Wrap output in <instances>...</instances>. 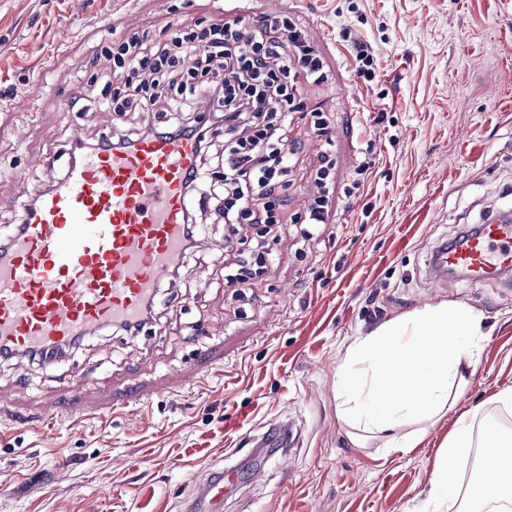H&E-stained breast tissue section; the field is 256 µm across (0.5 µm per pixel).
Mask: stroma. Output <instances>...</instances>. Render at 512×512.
Wrapping results in <instances>:
<instances>
[{
  "label": "stroma",
  "mask_w": 512,
  "mask_h": 512,
  "mask_svg": "<svg viewBox=\"0 0 512 512\" xmlns=\"http://www.w3.org/2000/svg\"><path fill=\"white\" fill-rule=\"evenodd\" d=\"M0 0V239L15 212L67 166L70 135L118 139L166 112L120 114L90 92L102 27L131 11L136 30L289 16L330 74L303 87L328 112L335 159L328 222L316 240L295 220L316 190L322 144L305 127L289 224L255 287L224 285V222L199 214L200 242L160 290L137 334L108 328L57 366L0 362V512H184L216 471L240 479L224 512H413L430 490L438 452L460 412L512 420L495 394L512 388V285L460 278L435 286L433 248L483 210L512 206V0ZM376 48L379 79H357L345 29ZM46 79L31 104L22 90ZM392 124L378 123V111ZM375 166L361 198L345 189L362 148ZM448 303L483 313L478 372L454 409L426 423L418 448L354 445L336 413V373L351 345L391 320ZM141 404L97 408L134 382ZM57 415L56 442L38 422ZM295 439L261 441L278 426Z\"/></svg>",
  "instance_id": "35a3bbf8"
}]
</instances>
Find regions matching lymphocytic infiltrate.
<instances>
[{
  "label": "lymphocytic infiltrate",
  "instance_id": "1",
  "mask_svg": "<svg viewBox=\"0 0 512 512\" xmlns=\"http://www.w3.org/2000/svg\"><path fill=\"white\" fill-rule=\"evenodd\" d=\"M111 71L101 73V103L115 112H142L167 99L172 111L207 101L209 119L175 121L166 132L193 137L207 154L213 127H224L223 174L213 188L194 171L188 195L199 207L216 203L229 226L248 224L259 233L286 223L292 161L302 142L293 138V115L305 113L314 134L325 140L315 172L317 190L305 210L303 238L313 239L325 223L333 161L329 155L327 113L307 109L296 99L299 82L321 84L328 75L323 61L292 18L261 17L230 25L177 23L153 34L137 31L112 38L100 48Z\"/></svg>",
  "mask_w": 512,
  "mask_h": 512
}]
</instances>
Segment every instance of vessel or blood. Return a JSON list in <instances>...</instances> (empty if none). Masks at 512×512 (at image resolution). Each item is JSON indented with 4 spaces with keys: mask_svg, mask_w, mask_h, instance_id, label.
<instances>
[{
    "mask_svg": "<svg viewBox=\"0 0 512 512\" xmlns=\"http://www.w3.org/2000/svg\"><path fill=\"white\" fill-rule=\"evenodd\" d=\"M197 144L150 135L98 148L41 193L0 255V357L58 361L101 327L135 322L167 280L186 235V178ZM437 281L512 272V213L485 214L480 230L430 257ZM236 472L213 475L188 512H223Z\"/></svg>",
    "mask_w": 512,
    "mask_h": 512,
    "instance_id": "vessel-or-blood-1",
    "label": "vessel or blood"
}]
</instances>
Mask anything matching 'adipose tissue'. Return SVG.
<instances>
[{"instance_id": "adipose-tissue-1", "label": "adipose tissue", "mask_w": 512, "mask_h": 512, "mask_svg": "<svg viewBox=\"0 0 512 512\" xmlns=\"http://www.w3.org/2000/svg\"><path fill=\"white\" fill-rule=\"evenodd\" d=\"M484 316L471 308L439 304L385 323L350 350L362 370L336 373L337 416L344 424L383 436L395 452H407L423 431L398 435L409 421L430 422L452 410L466 371L480 365L479 338ZM475 459L480 477L461 491L458 462ZM465 512L512 504V432L504 431L478 409L462 412L439 452L431 488L420 512Z\"/></svg>"}]
</instances>
